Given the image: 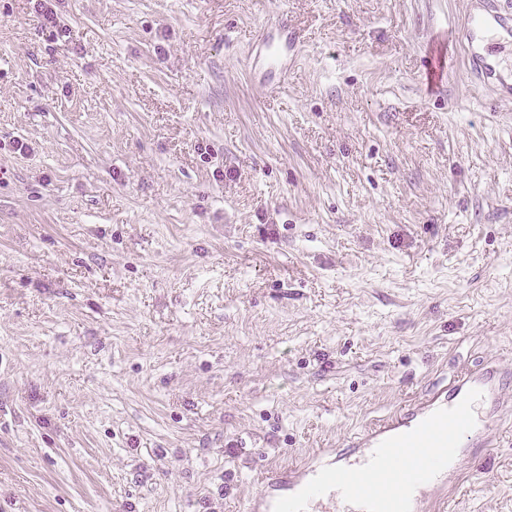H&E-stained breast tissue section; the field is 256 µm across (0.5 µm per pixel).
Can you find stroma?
Instances as JSON below:
<instances>
[{
  "label": "stroma",
  "instance_id": "35a3bbf8",
  "mask_svg": "<svg viewBox=\"0 0 512 512\" xmlns=\"http://www.w3.org/2000/svg\"><path fill=\"white\" fill-rule=\"evenodd\" d=\"M50 7L0 0V512H248L265 468L512 369V101L466 71L471 0ZM447 512H512V436ZM272 34H268L265 42L266 69L270 73L282 77V65L288 49L300 39V33L288 29L287 19L281 17L271 21Z\"/></svg>",
  "mask_w": 512,
  "mask_h": 512
}]
</instances>
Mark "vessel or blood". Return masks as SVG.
<instances>
[{
    "label": "vessel or blood",
    "mask_w": 512,
    "mask_h": 512,
    "mask_svg": "<svg viewBox=\"0 0 512 512\" xmlns=\"http://www.w3.org/2000/svg\"><path fill=\"white\" fill-rule=\"evenodd\" d=\"M266 67L281 74L300 34L288 21H271ZM470 70L497 99H512V13L483 0L464 25ZM512 371L493 361L457 372L385 419L351 436L347 449H318L303 464L270 469L252 512H444L457 490L465 459L478 458L511 394Z\"/></svg>",
    "instance_id": "obj_1"
}]
</instances>
